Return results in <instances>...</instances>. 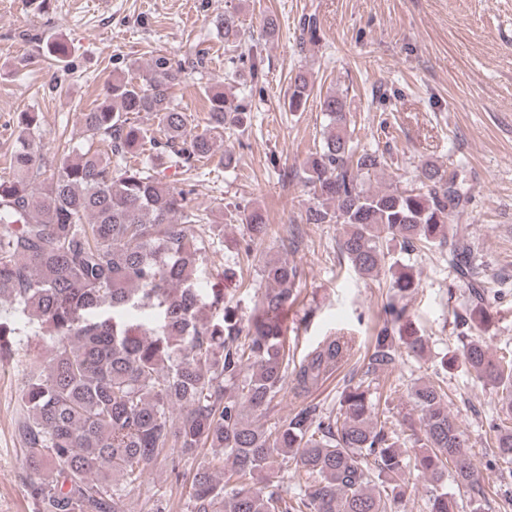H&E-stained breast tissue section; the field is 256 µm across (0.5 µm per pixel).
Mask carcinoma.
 Returning <instances> with one entry per match:
<instances>
[{
	"label": "carcinoma",
	"instance_id": "obj_1",
	"mask_svg": "<svg viewBox=\"0 0 512 512\" xmlns=\"http://www.w3.org/2000/svg\"><path fill=\"white\" fill-rule=\"evenodd\" d=\"M221 28L224 46L238 47V12L224 10ZM41 51L58 64L68 57L60 42L48 40ZM183 73L182 64L159 56L147 73L113 80L101 103L79 113L86 147L44 153L41 113H17L14 176L0 179V298L15 315L0 321V366L16 359L26 325L37 323L34 335L51 352L23 369L16 423L33 512H127V493L162 461L174 470L189 466L185 512H401L411 466L430 486L429 512H456L450 476L471 494L472 512H481L485 490L445 389L428 380L408 390L420 420L408 448L366 384L393 370L401 349H426L424 337L401 325L399 301L418 288L410 275L394 277L366 370L344 388L335 412L307 399L339 371L351 346L327 336L294 359L285 318L298 298L299 266L262 259L264 288L246 325L225 303L224 289L201 287L218 227L156 168L214 158L235 167V153L216 155L215 142L226 127L243 125L247 112L234 95L206 85L207 116L195 122L172 95ZM310 94L306 76L296 75L289 111L303 109ZM321 107L328 124L305 163L312 202L301 220L342 225L338 248L366 279L381 274L396 241L407 250L448 249L472 299L455 317L462 358L495 390L490 444L511 465L512 350L494 354L473 334L486 320L490 286L449 223L462 197L455 176L428 161L409 187L366 188L384 154L353 140L343 96L329 93ZM142 112L157 129L139 122ZM147 145L150 164L126 165ZM240 221L249 259L270 225L259 207L244 209ZM287 391L302 406L264 422ZM201 448L209 457L197 464ZM290 461L306 483L288 484Z\"/></svg>",
	"mask_w": 512,
	"mask_h": 512
}]
</instances>
